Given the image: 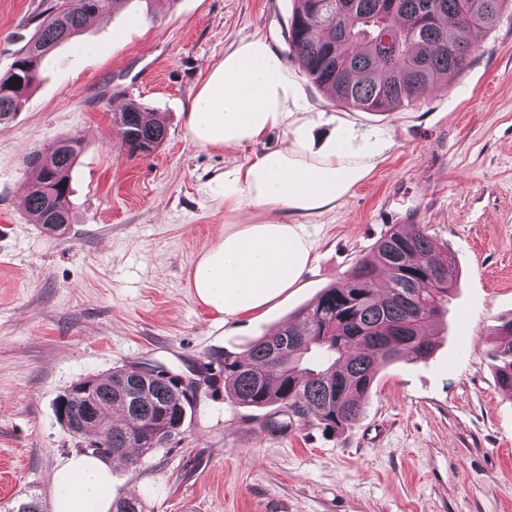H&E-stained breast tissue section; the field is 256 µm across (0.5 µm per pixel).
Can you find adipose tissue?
<instances>
[{
    "instance_id": "1",
    "label": "adipose tissue",
    "mask_w": 512,
    "mask_h": 512,
    "mask_svg": "<svg viewBox=\"0 0 512 512\" xmlns=\"http://www.w3.org/2000/svg\"><path fill=\"white\" fill-rule=\"evenodd\" d=\"M288 73L269 44L241 41L210 70L186 114L191 142L234 148L288 125ZM339 136L334 149L310 154L298 137L247 160L224 179V210L236 223L194 264L191 286L203 305L224 316L262 310L294 287L308 267L313 242L303 219L335 209L374 169ZM54 512H110L112 466L72 455L52 477Z\"/></svg>"
}]
</instances>
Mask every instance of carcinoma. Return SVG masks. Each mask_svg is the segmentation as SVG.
<instances>
[{
    "label": "carcinoma",
    "instance_id": "obj_1",
    "mask_svg": "<svg viewBox=\"0 0 512 512\" xmlns=\"http://www.w3.org/2000/svg\"><path fill=\"white\" fill-rule=\"evenodd\" d=\"M129 0H59L33 15V33L0 75V125L26 102L46 57L71 40L87 19ZM285 40L288 58L337 104L364 112H393L452 80L467 67L478 38L512 0H472L477 17L463 15L466 0H296ZM121 146L146 156L166 138L153 113L132 102L115 117ZM77 138L52 148L50 162L31 154L38 177L26 194L34 222L51 232L70 223V173ZM387 287H378V271ZM457 271L448 250L420 226L394 224L357 259L346 282L325 288L276 333L258 337L246 353H224L222 381L232 400L248 408L285 407L313 417L328 430L354 422L377 371L401 360L427 358L428 328L446 312ZM504 340L491 351L498 385L512 396V317L497 326ZM93 416L77 385L63 394L71 417L67 431L91 436L111 452L145 455L169 445L185 423L190 401L162 373L141 381L127 366L91 378Z\"/></svg>",
    "mask_w": 512,
    "mask_h": 512
}]
</instances>
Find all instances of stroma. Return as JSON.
Returning a JSON list of instances; mask_svg holds the SVG:
<instances>
[{
	"label": "stroma",
	"mask_w": 512,
	"mask_h": 512,
	"mask_svg": "<svg viewBox=\"0 0 512 512\" xmlns=\"http://www.w3.org/2000/svg\"><path fill=\"white\" fill-rule=\"evenodd\" d=\"M50 0H0V73ZM295 0H145L58 46L29 96L0 126V512L20 498L52 508L55 468L86 441L58 422L74 383L161 362L201 386L182 433L112 469L113 499L146 512H512V396L490 352L512 316V13L481 37L448 85L387 114L332 101L288 60ZM264 38L292 79L296 126L311 152L335 145L377 164L305 230L313 259L264 312L224 318L195 297L191 270L231 218L225 172L279 146L202 149L185 112L238 42ZM164 118L167 136L130 156L113 122L130 102ZM78 137L71 220L51 233L25 198L28 157ZM394 224H416L459 269L432 355L381 368L356 421L338 432L287 409L238 406L207 383L210 362L248 344L343 283Z\"/></svg>",
	"instance_id": "1"
}]
</instances>
